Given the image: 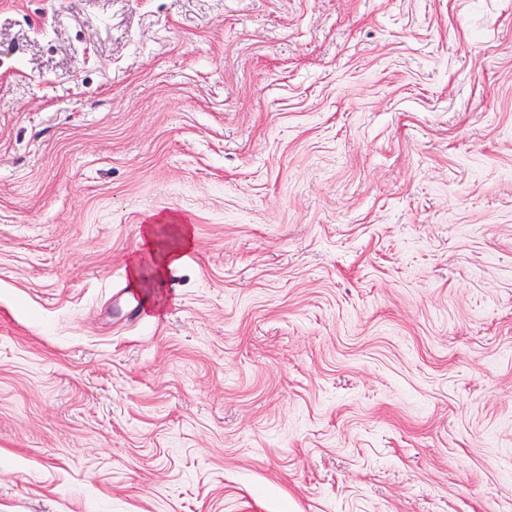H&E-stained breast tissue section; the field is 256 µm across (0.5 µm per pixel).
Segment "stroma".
<instances>
[{"instance_id": "35a3bbf8", "label": "stroma", "mask_w": 512, "mask_h": 512, "mask_svg": "<svg viewBox=\"0 0 512 512\" xmlns=\"http://www.w3.org/2000/svg\"><path fill=\"white\" fill-rule=\"evenodd\" d=\"M0 512H512V0H0ZM191 240L189 226L185 224L180 225L177 239L158 248L159 261L152 270V276L155 279H160L167 267L179 264L184 257L183 250L191 244Z\"/></svg>"}]
</instances>
